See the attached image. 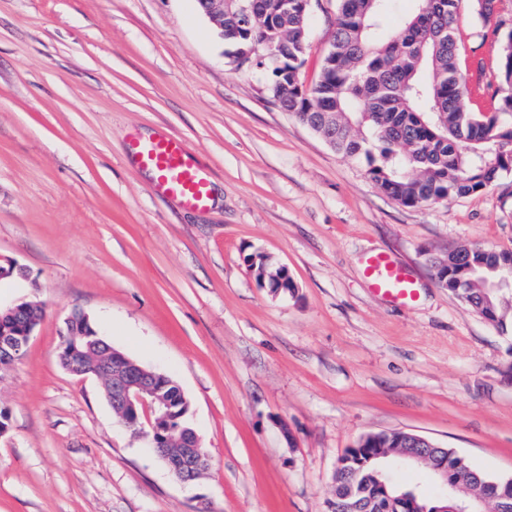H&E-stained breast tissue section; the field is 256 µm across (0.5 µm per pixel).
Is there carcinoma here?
Masks as SVG:
<instances>
[{"label":"carcinoma","instance_id":"1","mask_svg":"<svg viewBox=\"0 0 512 512\" xmlns=\"http://www.w3.org/2000/svg\"><path fill=\"white\" fill-rule=\"evenodd\" d=\"M415 11L395 32L384 20L394 0H336L332 41L316 80L305 87L300 70L308 50V12L301 0H258L248 28L224 19V40L236 58L259 42L280 46L268 73V88L281 108L324 137L345 157L365 165L366 174L404 206L433 204L480 192L512 172V29L500 30L493 6L512 0H474L473 24L459 16L468 0H415ZM480 43H475V38ZM497 148L490 149L488 145ZM257 277L272 280L279 268L261 255L246 257ZM439 283L485 319L506 327L512 320V251L480 246L448 251L436 263ZM88 364L112 350L105 340L63 336L59 358L73 348ZM453 501L489 500L491 512H512V500H491L504 485L448 451ZM336 493L364 500L368 512H404L396 498L418 494L422 512L444 506L445 491L423 495L376 460L343 457Z\"/></svg>","mask_w":512,"mask_h":512}]
</instances>
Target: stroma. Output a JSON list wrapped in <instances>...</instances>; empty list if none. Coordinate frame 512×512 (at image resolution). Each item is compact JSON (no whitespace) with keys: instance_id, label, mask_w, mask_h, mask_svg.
<instances>
[{"instance_id":"1","label":"stroma","mask_w":512,"mask_h":512,"mask_svg":"<svg viewBox=\"0 0 512 512\" xmlns=\"http://www.w3.org/2000/svg\"><path fill=\"white\" fill-rule=\"evenodd\" d=\"M333 0L308 20L304 82ZM195 0H0V304L43 315L0 368V512H325L339 458L407 432L512 478V326L443 288L457 246L512 250V173L406 207L239 68ZM184 139L212 205L153 191L132 137ZM287 266L288 294L245 258ZM408 266V307L373 294L367 255ZM181 386L210 457L175 478L59 352L72 311Z\"/></svg>"}]
</instances>
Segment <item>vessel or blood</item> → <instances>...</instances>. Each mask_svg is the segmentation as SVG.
Wrapping results in <instances>:
<instances>
[{
  "label": "vessel or blood",
  "instance_id": "vessel-or-blood-1",
  "mask_svg": "<svg viewBox=\"0 0 512 512\" xmlns=\"http://www.w3.org/2000/svg\"><path fill=\"white\" fill-rule=\"evenodd\" d=\"M133 159L155 174V188L189 209L207 208L210 180L188 145L178 138L138 141L132 146ZM365 272L372 290L392 301L411 302L417 295L407 268L384 254L370 256Z\"/></svg>",
  "mask_w": 512,
  "mask_h": 512
}]
</instances>
